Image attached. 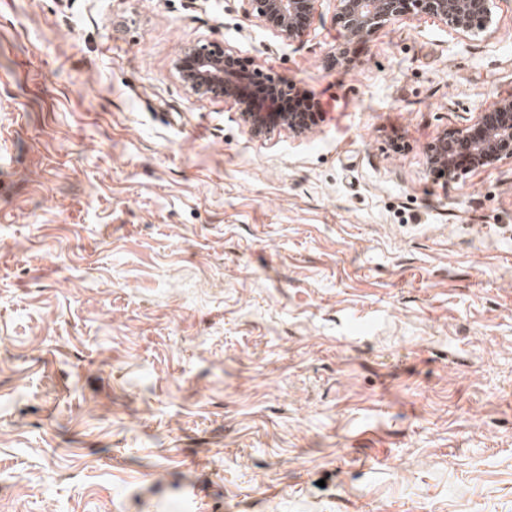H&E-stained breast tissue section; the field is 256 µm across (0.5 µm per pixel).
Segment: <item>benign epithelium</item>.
<instances>
[{
    "label": "benign epithelium",
    "instance_id": "benign-epithelium-1",
    "mask_svg": "<svg viewBox=\"0 0 512 512\" xmlns=\"http://www.w3.org/2000/svg\"><path fill=\"white\" fill-rule=\"evenodd\" d=\"M247 13L259 19L284 40L306 30L316 0H246ZM338 15L347 37L361 41L383 25L412 13L435 18L459 34L482 30L492 21V0H338ZM175 69L197 97L221 93L238 105L239 112L255 137L286 128L301 134L308 130L291 114L264 111L243 96L250 76L226 65L223 49L211 45L186 48ZM512 160V97L502 99L496 112H479L465 129L442 132L431 146L429 166L440 167L448 178H458L465 167H484Z\"/></svg>",
    "mask_w": 512,
    "mask_h": 512
}]
</instances>
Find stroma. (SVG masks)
Listing matches in <instances>:
<instances>
[{
    "label": "stroma",
    "mask_w": 512,
    "mask_h": 512,
    "mask_svg": "<svg viewBox=\"0 0 512 512\" xmlns=\"http://www.w3.org/2000/svg\"><path fill=\"white\" fill-rule=\"evenodd\" d=\"M492 12L0 0V512H512V161L428 165L512 95ZM208 43L316 123L192 95ZM247 13L259 19L284 40L301 36L306 30L317 0H244ZM347 37L361 41L386 23L412 13L438 19L459 34L482 30L492 21V0H337Z\"/></svg>",
    "instance_id": "obj_1"
}]
</instances>
